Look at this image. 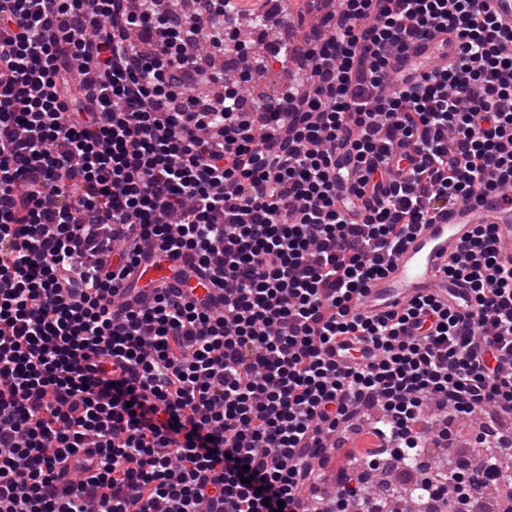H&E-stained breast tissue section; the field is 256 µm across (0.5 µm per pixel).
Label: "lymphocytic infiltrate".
<instances>
[{
  "label": "lymphocytic infiltrate",
  "mask_w": 512,
  "mask_h": 512,
  "mask_svg": "<svg viewBox=\"0 0 512 512\" xmlns=\"http://www.w3.org/2000/svg\"><path fill=\"white\" fill-rule=\"evenodd\" d=\"M249 12L285 27L265 0H0V512H351L361 483L324 501L321 467L373 408L400 460L421 423L444 446L449 417L473 421L512 498V428L487 419L512 415L493 226L445 269L468 316L434 296L363 309L415 226L491 192L486 170L512 179L506 34L486 0H339L280 59L302 81L248 108ZM448 28L454 62L393 81ZM179 255L222 310L160 288L113 312L142 261ZM470 491L434 466L409 498L458 512Z\"/></svg>",
  "instance_id": "f902f5d3"
}]
</instances>
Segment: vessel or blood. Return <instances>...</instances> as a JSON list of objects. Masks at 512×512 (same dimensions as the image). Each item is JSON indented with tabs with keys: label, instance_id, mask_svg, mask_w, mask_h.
<instances>
[{
	"label": "vessel or blood",
	"instance_id": "1",
	"mask_svg": "<svg viewBox=\"0 0 512 512\" xmlns=\"http://www.w3.org/2000/svg\"><path fill=\"white\" fill-rule=\"evenodd\" d=\"M456 30L441 31L409 44L408 60L433 65L446 63L456 56ZM493 225L504 262L512 263V183L500 184L496 191L482 199L463 201L434 213L431 223L418 225L403 240L400 251L387 273L372 281L365 300L366 312L376 314L401 307L421 295H434L459 312H466L467 287L449 280L443 268L456 255L476 225ZM138 284L145 288L166 286L182 293L204 298L214 293L208 277L176 276V265L170 261L145 263L135 273Z\"/></svg>",
	"mask_w": 512,
	"mask_h": 512
}]
</instances>
